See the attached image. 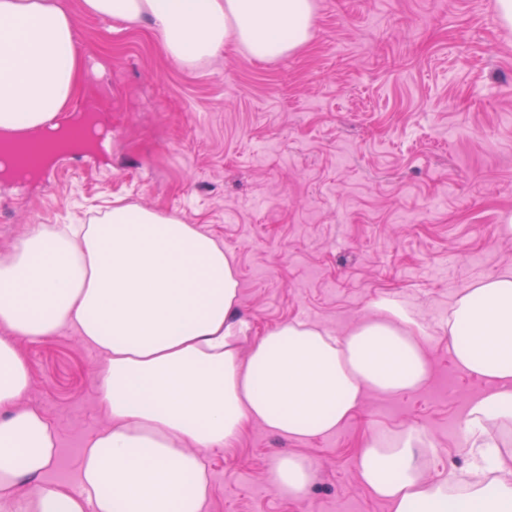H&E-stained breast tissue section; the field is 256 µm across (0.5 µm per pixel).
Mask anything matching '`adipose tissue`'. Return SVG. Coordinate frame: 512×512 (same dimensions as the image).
Returning a JSON list of instances; mask_svg holds the SVG:
<instances>
[{"label": "adipose tissue", "instance_id": "1", "mask_svg": "<svg viewBox=\"0 0 512 512\" xmlns=\"http://www.w3.org/2000/svg\"><path fill=\"white\" fill-rule=\"evenodd\" d=\"M83 11L147 24L166 55L193 69L231 45L266 62L304 47L314 0H82ZM85 68L72 14L57 0H0V143L48 133ZM233 256L180 215L113 201L85 224L36 228L0 252V512H205L206 451L229 448L247 423L308 441L336 431L366 394L422 389L428 334L400 304L374 301L337 335L293 320L258 333L240 314ZM75 330L105 356L97 382L108 426L78 461L79 490L44 482L56 454L48 419L22 406L29 363L18 338ZM438 330L462 370L486 387L464 434L480 463L464 479L427 477V434H372L356 459L362 485L392 512H512L501 450L512 445V268L463 288ZM302 496L315 467L299 454L269 471Z\"/></svg>", "mask_w": 512, "mask_h": 512}]
</instances>
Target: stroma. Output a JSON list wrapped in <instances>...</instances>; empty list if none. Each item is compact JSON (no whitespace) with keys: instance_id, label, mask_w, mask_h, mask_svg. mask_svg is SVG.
<instances>
[{"instance_id":"stroma-1","label":"stroma","mask_w":512,"mask_h":512,"mask_svg":"<svg viewBox=\"0 0 512 512\" xmlns=\"http://www.w3.org/2000/svg\"><path fill=\"white\" fill-rule=\"evenodd\" d=\"M74 18L91 67L74 101L104 139L29 177H0V251L26 232L79 224L122 198L179 214L233 254L255 331L302 319L341 333L381 298L425 325L469 283L512 267V26L497 0H315L314 35L270 62L234 47L187 71L147 24ZM22 399L56 433L46 482L73 486L86 440L107 427L94 373L101 353L76 332L21 340ZM428 383L367 394L341 429L288 441L249 423L207 455V512H391L361 485L371 430L413 425L435 445L427 474L470 462L455 432L484 381L431 335ZM309 457L302 499L269 479L276 454Z\"/></svg>"}]
</instances>
